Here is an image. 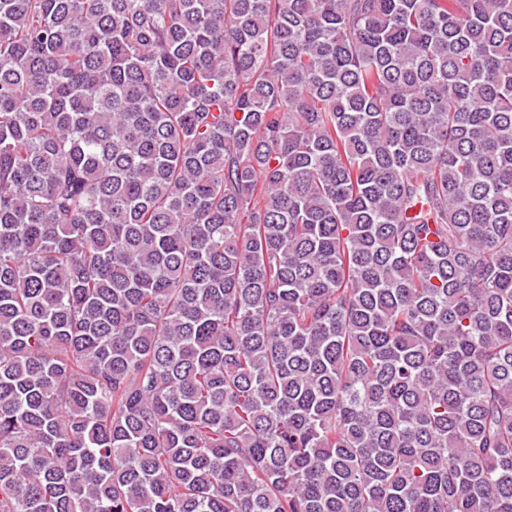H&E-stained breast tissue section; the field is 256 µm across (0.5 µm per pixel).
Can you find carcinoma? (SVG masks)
I'll return each instance as SVG.
<instances>
[{"instance_id": "1", "label": "carcinoma", "mask_w": 512, "mask_h": 512, "mask_svg": "<svg viewBox=\"0 0 512 512\" xmlns=\"http://www.w3.org/2000/svg\"><path fill=\"white\" fill-rule=\"evenodd\" d=\"M0 512H512V0H0Z\"/></svg>"}]
</instances>
